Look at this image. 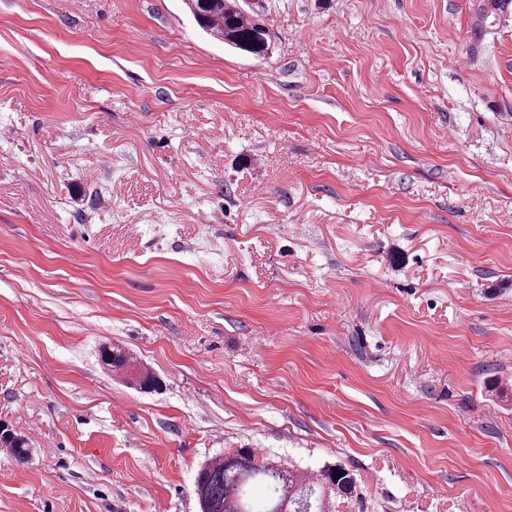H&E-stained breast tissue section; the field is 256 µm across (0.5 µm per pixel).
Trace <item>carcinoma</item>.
Segmentation results:
<instances>
[{
	"label": "carcinoma",
	"instance_id": "carcinoma-1",
	"mask_svg": "<svg viewBox=\"0 0 512 512\" xmlns=\"http://www.w3.org/2000/svg\"><path fill=\"white\" fill-rule=\"evenodd\" d=\"M194 23L207 35L228 47L264 58L271 49L270 34L263 21L247 14L236 0H185ZM102 363L118 371L132 366V358L117 349H103ZM0 444L11 449L20 461L30 457L26 440L12 431L0 430ZM255 484L270 489L264 512H322L321 491H351L354 480L346 469L336 473L329 467L307 481L296 467L269 458L259 459L249 448H238L207 462L198 472L195 494L201 512H254L249 490Z\"/></svg>",
	"mask_w": 512,
	"mask_h": 512
}]
</instances>
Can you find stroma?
<instances>
[{"label":"stroma","mask_w":512,"mask_h":512,"mask_svg":"<svg viewBox=\"0 0 512 512\" xmlns=\"http://www.w3.org/2000/svg\"><path fill=\"white\" fill-rule=\"evenodd\" d=\"M237 2L267 57L0 0V512H198L245 446L350 471L328 512H512V5Z\"/></svg>","instance_id":"stroma-1"}]
</instances>
